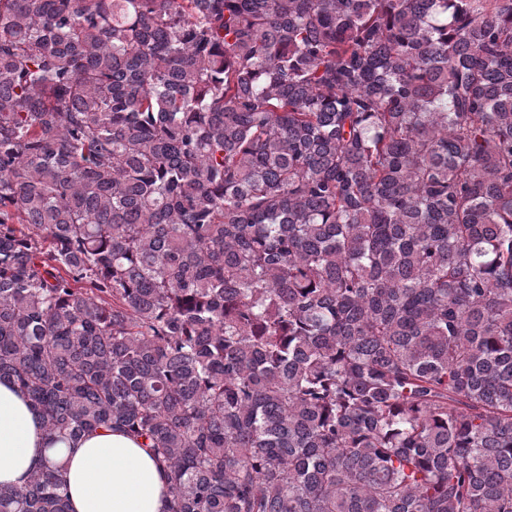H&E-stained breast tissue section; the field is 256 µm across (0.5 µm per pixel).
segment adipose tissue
Here are the masks:
<instances>
[{
  "mask_svg": "<svg viewBox=\"0 0 512 512\" xmlns=\"http://www.w3.org/2000/svg\"><path fill=\"white\" fill-rule=\"evenodd\" d=\"M63 467L70 512H168L166 472L148 449L119 431L51 440L37 412L0 382V484L21 487L47 461Z\"/></svg>",
  "mask_w": 512,
  "mask_h": 512,
  "instance_id": "obj_1",
  "label": "adipose tissue"
}]
</instances>
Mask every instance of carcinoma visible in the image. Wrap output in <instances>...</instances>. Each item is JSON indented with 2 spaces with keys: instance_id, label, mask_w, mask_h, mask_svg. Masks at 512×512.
<instances>
[{
  "instance_id": "cac0c4a2",
  "label": "carcinoma",
  "mask_w": 512,
  "mask_h": 512,
  "mask_svg": "<svg viewBox=\"0 0 512 512\" xmlns=\"http://www.w3.org/2000/svg\"><path fill=\"white\" fill-rule=\"evenodd\" d=\"M0 380L169 512H512V0H0Z\"/></svg>"
}]
</instances>
